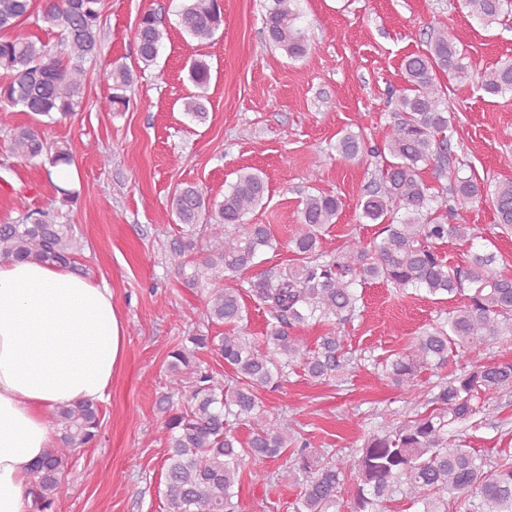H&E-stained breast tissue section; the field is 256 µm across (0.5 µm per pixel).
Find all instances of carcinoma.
Returning a JSON list of instances; mask_svg holds the SVG:
<instances>
[{
	"label": "carcinoma",
	"mask_w": 512,
	"mask_h": 512,
	"mask_svg": "<svg viewBox=\"0 0 512 512\" xmlns=\"http://www.w3.org/2000/svg\"><path fill=\"white\" fill-rule=\"evenodd\" d=\"M464 5L489 26L512 9V0H464ZM102 9L103 0H43L42 20L58 29L57 43L50 44L13 33L33 16L34 0H0V112L16 109L37 121L8 129L13 157L31 162L44 156L56 169L73 164L68 150L52 149L48 127L83 108L84 64L101 52ZM223 22L219 0H187L179 11L182 31L200 43L213 39ZM263 24L266 42L288 59L310 53L298 0H269ZM165 35L158 13L144 10L135 28L144 65L156 63ZM401 70L405 87L396 97L388 134L371 149L386 156L384 165L357 199L360 217L381 226L380 242L373 246L354 237L339 252L325 250L321 230L336 223L342 201L308 195L299 209L300 228L289 241L296 264L261 271L244 290L227 282L254 267L261 250L277 247L269 225L245 222L265 200L263 172L237 170L220 201L209 199L196 184L173 194L171 215L180 230L167 240L166 251L179 283L204 300L202 321L221 323L224 332L198 329L168 354L169 389L158 399L165 414V512H238L235 497L244 479L267 484L276 476L300 485L294 512H329L348 483L349 512H383L399 496L422 504L423 512H512V455L490 464L450 436L454 425L490 411V400L512 388L511 361H477L441 379L425 411L381 424L349 466L309 447L288 417L272 421L265 415L261 394L281 390L297 368L313 382L341 381L351 358L342 351L338 333L360 310L358 285L382 281L432 298L465 297L403 351L374 364L378 375L406 394L414 393L421 369L441 368L455 356L512 335V276L495 269L497 255L473 252L457 265L437 250L476 238L473 225L451 224L448 217L483 203L493 208L501 227L512 230V180L479 181L450 166L446 132L455 107L441 77L467 78L464 56L443 28L431 35L426 49L404 57ZM100 76L111 84L109 109L122 111L129 103L131 70L116 59L101 66ZM189 76L200 92L183 98V112L204 123L208 108L202 91L210 67L196 59ZM479 83L489 96L512 93V60L481 73ZM364 150L357 134L336 141V152L348 160ZM431 162L449 173L448 188L441 193L431 191L421 175L422 166ZM400 210L403 218L397 220ZM209 215L216 223H203ZM80 246L72 226L58 223L48 211L0 224L3 259L73 268ZM245 293L268 315L260 341L246 331ZM311 320L329 326L312 348L290 332ZM199 350L221 357L228 377L204 366ZM233 423L249 427L247 440L233 432ZM55 426L59 447L31 475L35 512H60L65 465L72 451L98 440L100 409L89 402L63 407ZM275 460L282 464L274 474L267 462Z\"/></svg>",
	"instance_id": "carcinoma-1"
}]
</instances>
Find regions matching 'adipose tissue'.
<instances>
[{
	"label": "adipose tissue",
	"instance_id": "1",
	"mask_svg": "<svg viewBox=\"0 0 512 512\" xmlns=\"http://www.w3.org/2000/svg\"><path fill=\"white\" fill-rule=\"evenodd\" d=\"M126 339L106 281L0 259V512H30L32 470L58 445L53 415L106 399Z\"/></svg>",
	"mask_w": 512,
	"mask_h": 512
}]
</instances>
